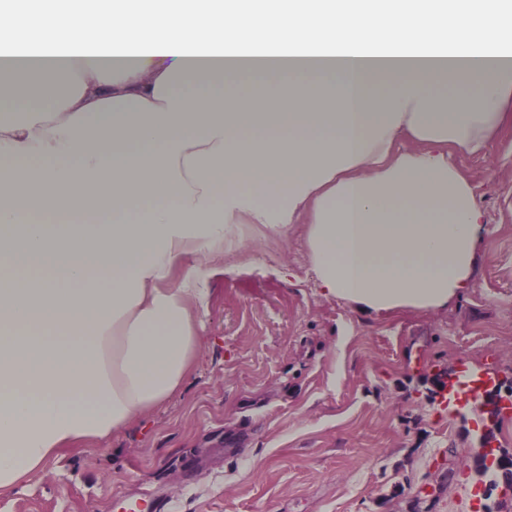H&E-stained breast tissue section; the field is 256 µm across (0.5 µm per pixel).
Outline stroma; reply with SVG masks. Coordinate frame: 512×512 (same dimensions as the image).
<instances>
[{
    "instance_id": "stroma-1",
    "label": "stroma",
    "mask_w": 512,
    "mask_h": 512,
    "mask_svg": "<svg viewBox=\"0 0 512 512\" xmlns=\"http://www.w3.org/2000/svg\"><path fill=\"white\" fill-rule=\"evenodd\" d=\"M452 161L487 214L459 299L357 310L319 295L303 225H244L242 248L202 262L203 349L182 388L45 462L0 512H122L155 489L171 512H512L476 472L484 433L512 453V418L440 391L490 363L512 397V130Z\"/></svg>"
}]
</instances>
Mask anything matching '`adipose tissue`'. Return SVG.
Wrapping results in <instances>:
<instances>
[{"mask_svg": "<svg viewBox=\"0 0 512 512\" xmlns=\"http://www.w3.org/2000/svg\"><path fill=\"white\" fill-rule=\"evenodd\" d=\"M4 75L0 492L181 389L239 225H305L365 312L461 297L487 219L448 152L512 128V0H24Z\"/></svg>", "mask_w": 512, "mask_h": 512, "instance_id": "1", "label": "adipose tissue"}]
</instances>
